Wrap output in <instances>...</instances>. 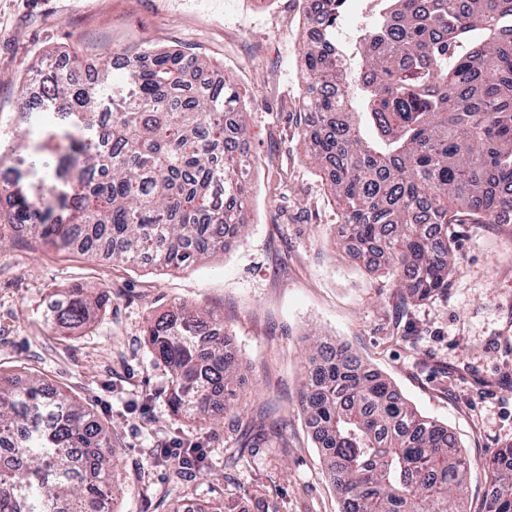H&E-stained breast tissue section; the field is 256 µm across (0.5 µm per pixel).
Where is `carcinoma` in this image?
Returning a JSON list of instances; mask_svg holds the SVG:
<instances>
[{"label":"carcinoma","mask_w":512,"mask_h":512,"mask_svg":"<svg viewBox=\"0 0 512 512\" xmlns=\"http://www.w3.org/2000/svg\"><path fill=\"white\" fill-rule=\"evenodd\" d=\"M323 26L303 45L300 136L341 210L338 241L377 247L403 295L448 289L450 224L512 223V0H382L356 54L336 41L348 0H306ZM150 64L113 79L104 60L90 85H53L32 112H56L42 131L69 143L31 164L39 183L0 190L3 231L25 230L114 263L180 269L244 233L249 198L246 106L239 88L208 80L211 63L179 49L144 48ZM0 162L25 160L26 140L1 142ZM110 293L66 288L52 309L82 326ZM145 342L170 372L176 414L217 422L237 399L238 359L224 317L176 307L151 319ZM303 397L307 421L347 512H459L472 463L455 435L422 415L352 351L315 341ZM178 476L201 471L196 450L160 449ZM485 512H512V445L482 463ZM112 436L40 379L0 388V512H114Z\"/></svg>","instance_id":"obj_1"}]
</instances>
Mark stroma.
Returning <instances> with one entry per match:
<instances>
[{
  "instance_id": "1",
  "label": "stroma",
  "mask_w": 512,
  "mask_h": 512,
  "mask_svg": "<svg viewBox=\"0 0 512 512\" xmlns=\"http://www.w3.org/2000/svg\"><path fill=\"white\" fill-rule=\"evenodd\" d=\"M305 0H0V130H25L53 51L85 64L147 45L210 61L250 98L248 223L223 252L180 270L114 264L27 234L0 244V383L66 390L112 434L117 512L232 499L238 512H341L303 408L317 336L352 347L422 414L448 426L474 465L465 512H485L481 465L512 444V224H453L446 291L415 303L395 276L335 243L342 221L294 116L305 84ZM109 290L92 324L62 331L51 308L72 286ZM184 304L221 313L243 362L236 412L210 425L174 414L170 374L144 343L152 316ZM278 425L284 442L263 440ZM204 451L174 478L158 448Z\"/></svg>"
}]
</instances>
